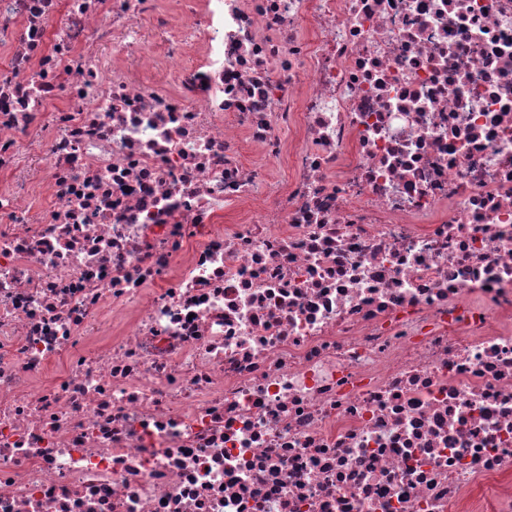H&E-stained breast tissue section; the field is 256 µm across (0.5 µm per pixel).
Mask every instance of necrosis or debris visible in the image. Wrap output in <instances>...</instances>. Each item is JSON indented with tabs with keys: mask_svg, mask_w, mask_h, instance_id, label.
<instances>
[{
	"mask_svg": "<svg viewBox=\"0 0 512 512\" xmlns=\"http://www.w3.org/2000/svg\"><path fill=\"white\" fill-rule=\"evenodd\" d=\"M0 50V512H512V0Z\"/></svg>",
	"mask_w": 512,
	"mask_h": 512,
	"instance_id": "4bbe7bcc",
	"label": "necrosis or debris"
}]
</instances>
